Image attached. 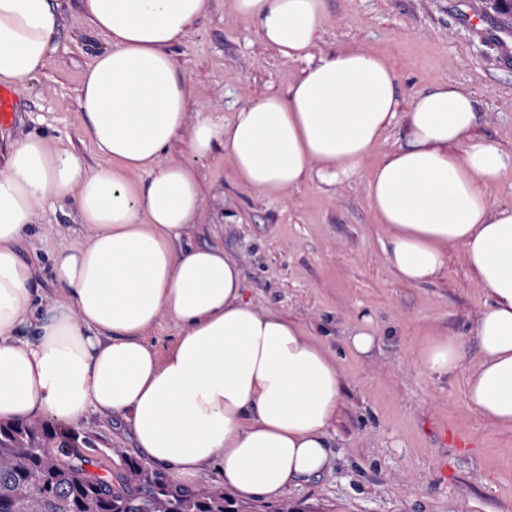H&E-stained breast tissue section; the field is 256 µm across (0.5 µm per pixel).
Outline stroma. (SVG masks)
Returning <instances> with one entry per match:
<instances>
[{
	"label": "stroma",
	"instance_id": "stroma-1",
	"mask_svg": "<svg viewBox=\"0 0 512 512\" xmlns=\"http://www.w3.org/2000/svg\"><path fill=\"white\" fill-rule=\"evenodd\" d=\"M56 49L42 75L15 86L13 124L0 126V151L12 138L61 137L89 165L98 158L75 96L103 35L88 30L77 0H60ZM352 49L395 69L402 101L448 83L470 96L476 132L512 152V17L491 0H326L315 54ZM173 58L195 90L189 114L208 107L231 120L242 104L285 89L303 64L282 58L257 24L213 0ZM167 161L198 172L200 209L188 240L218 245L241 271L245 298L258 310L296 320L329 350L342 374L343 407L330 436L332 461L288 497L307 512H512V431L486 423L466 401L468 369L478 358L472 332L485 296L459 248L430 282H399L384 261L387 232L376 224L365 178L326 185L309 179L270 200L239 187L223 153L195 158L176 141ZM71 209L45 204L21 250L47 265L52 250L87 235ZM370 315L377 347L349 349L344 336ZM462 343L465 364L447 376L425 370L421 350L441 336ZM90 437L102 466L113 449L133 452L130 429L90 412L74 423Z\"/></svg>",
	"mask_w": 512,
	"mask_h": 512
}]
</instances>
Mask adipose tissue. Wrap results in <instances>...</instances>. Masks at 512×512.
I'll use <instances>...</instances> for the list:
<instances>
[{
  "label": "adipose tissue",
  "mask_w": 512,
  "mask_h": 512,
  "mask_svg": "<svg viewBox=\"0 0 512 512\" xmlns=\"http://www.w3.org/2000/svg\"><path fill=\"white\" fill-rule=\"evenodd\" d=\"M263 41L303 68L286 90L243 104L232 121L198 111L172 56L212 0H78L105 47L93 53L76 104L99 159L90 166L60 139L27 134L0 157V420L93 410L121 416L143 460L194 486L216 466L243 499H283L330 466L329 429L341 373L296 321L258 312L222 247L180 246L195 224L194 168L163 156L184 140L198 157L222 150L233 182L276 199L309 177H358L378 141H403L371 171L368 196L388 232L387 268L408 284L436 277L448 249L487 296L473 323L479 358L467 400L512 429V203L489 206L485 186L512 173V153L476 135L472 98L448 84L403 103L382 57L321 56L325 0H227ZM56 0H0V84L38 77L60 28ZM71 207L86 240L49 258L60 295L19 250L45 203ZM180 334L167 355L145 339L162 317ZM443 337L419 356L443 377L462 362Z\"/></svg>",
  "instance_id": "obj_1"
}]
</instances>
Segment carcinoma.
I'll use <instances>...</instances> for the list:
<instances>
[{
  "label": "carcinoma",
  "mask_w": 512,
  "mask_h": 512,
  "mask_svg": "<svg viewBox=\"0 0 512 512\" xmlns=\"http://www.w3.org/2000/svg\"><path fill=\"white\" fill-rule=\"evenodd\" d=\"M74 428L0 422V512H242L221 487H183L118 448L106 476L89 471Z\"/></svg>",
  "instance_id": "cac0c4a2"
}]
</instances>
